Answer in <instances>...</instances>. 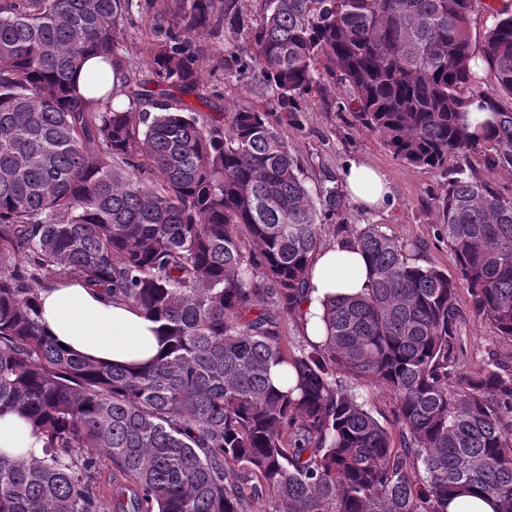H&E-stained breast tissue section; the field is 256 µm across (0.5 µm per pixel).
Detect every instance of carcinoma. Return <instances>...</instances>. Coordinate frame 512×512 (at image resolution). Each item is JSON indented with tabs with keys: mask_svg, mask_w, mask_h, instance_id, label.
<instances>
[{
	"mask_svg": "<svg viewBox=\"0 0 512 512\" xmlns=\"http://www.w3.org/2000/svg\"><path fill=\"white\" fill-rule=\"evenodd\" d=\"M475 2L262 0L254 24L241 0H0V414L44 448L0 453V512H448L464 494L512 512V354L457 370L459 289L512 342V195L470 162L512 172V12L478 44ZM136 16L147 78L120 41ZM90 54L112 64L88 75L101 98L73 84ZM206 63L270 109L187 102L224 98ZM326 74L395 158L448 174L457 276L340 224L368 288L324 301L323 339L288 354L283 321H302L348 198L309 185L279 126ZM70 280L161 323L165 352L128 368L59 348L36 299ZM363 382L392 394L394 425Z\"/></svg>",
	"mask_w": 512,
	"mask_h": 512,
	"instance_id": "obj_1",
	"label": "carcinoma"
}]
</instances>
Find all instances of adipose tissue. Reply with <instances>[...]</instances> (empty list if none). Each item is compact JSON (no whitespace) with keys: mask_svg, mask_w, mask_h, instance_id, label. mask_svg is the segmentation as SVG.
I'll return each instance as SVG.
<instances>
[{"mask_svg":"<svg viewBox=\"0 0 512 512\" xmlns=\"http://www.w3.org/2000/svg\"><path fill=\"white\" fill-rule=\"evenodd\" d=\"M342 178L352 199L363 208L379 210L388 204L389 184L368 162L349 161ZM368 278V260L356 248L336 244L321 250L313 260L311 289L303 305L307 336L324 334L321 315L326 296L360 292ZM38 310L46 334L92 360L128 366L154 358L162 348L157 323L80 282L42 290ZM0 453L15 458L39 456L43 440L17 415L5 413L0 415Z\"/></svg>","mask_w":512,"mask_h":512,"instance_id":"obj_1","label":"adipose tissue"}]
</instances>
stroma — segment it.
Segmentation results:
<instances>
[{"label":"stroma","instance_id":"obj_1","mask_svg":"<svg viewBox=\"0 0 512 512\" xmlns=\"http://www.w3.org/2000/svg\"><path fill=\"white\" fill-rule=\"evenodd\" d=\"M280 132L311 180L340 178L345 162L356 157L383 170L392 190L391 207L371 212L353 203L343 213L342 223L351 228L381 225L389 236L407 245L416 263L456 277L455 257L438 211L446 182L443 171L411 166L393 157L383 141L355 119L348 93L341 84L326 81L323 91L306 96L299 124L281 125ZM458 303V331L463 347L458 360L460 372L486 365L491 351L512 353V343L495 337L488 321L471 311L467 293H459Z\"/></svg>","mask_w":512,"mask_h":512}]
</instances>
